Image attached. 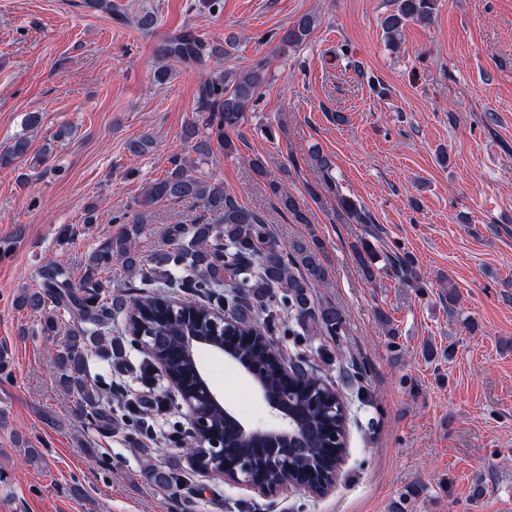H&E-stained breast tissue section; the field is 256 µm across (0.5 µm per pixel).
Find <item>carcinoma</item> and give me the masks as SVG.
I'll return each mask as SVG.
<instances>
[{"label": "carcinoma", "instance_id": "obj_1", "mask_svg": "<svg viewBox=\"0 0 512 512\" xmlns=\"http://www.w3.org/2000/svg\"><path fill=\"white\" fill-rule=\"evenodd\" d=\"M436 0H399L396 12L385 17L383 25L388 33L397 34L409 21L428 23L434 14ZM135 27L143 34L152 32L157 18L151 11H142L134 18ZM314 29L310 15L300 17L282 36V41L294 44L305 40ZM220 48L209 45L190 34H177L163 41L158 49L162 59H178L200 62L205 56L216 55ZM266 72L262 64L251 67L242 75L224 73L204 81L202 90V111L207 113L204 123H189L183 129V139L193 144L199 157L210 154L211 141L224 145V152H232V142L227 133L235 131L244 123L246 112L253 101L255 92L263 84ZM28 139L19 136L4 153H0V167H8L28 151ZM315 167L324 180L334 183L331 172L333 162L320 152L312 156ZM272 193L281 207L294 215L300 224L307 223V217L300 202L277 181L269 182ZM197 200L215 219L185 226L167 225L160 229L163 241L171 245L157 253L154 261L166 269L165 287L179 283L193 288L199 294L211 298L214 289L226 288L224 304L228 317L234 320L233 335L239 337L244 354L262 362L266 367V381L271 390L281 393L288 391L291 411L298 420L297 449L291 451L288 468L275 469L264 466L258 473L270 484L295 482L311 488L321 480L320 472L331 470L344 452L342 448H328L325 438L328 431L336 429L340 434L346 430L347 418L336 413V419L327 422L313 414L314 399H335L336 390L324 379L306 368V360L295 358L291 374L281 373L277 363L278 352L264 337L255 334L252 312L260 311L272 325L276 315L267 309L265 300L272 294H280V305L288 310V335H298L297 328L308 326L316 335L333 334L340 327L342 316L334 307H315L310 288L325 276L320 261V247L310 248L303 244L294 247L293 253H286L271 236L263 219L254 211L241 204L235 197L224 191L221 182L205 180L192 174L183 163L174 162V168L167 175L153 182L146 191L140 206L145 207L162 200ZM340 208L348 220L355 224L368 223L367 215L351 200L337 197ZM113 223L119 225L105 247L91 255L87 276L92 277L100 269L120 265L133 276L139 274L142 280L149 277L140 274L141 259L136 251L137 239L147 223L145 214L138 213L126 219L117 215ZM359 262L368 276H373L374 263L378 258L375 247L367 240L353 246ZM165 298L161 293L145 296L133 301L117 295L108 301L101 299L99 289L94 286L75 288L69 282L65 269L57 263H50L45 273L43 289L25 291L17 297V304L31 310H40L52 302L69 316L86 326V331L96 341H101L102 328L112 313L125 312V333L133 344L140 343V337H151V359L165 365L171 378L187 386H194L191 362L180 352L184 337L195 331L209 335L214 308L202 302L190 304L172 316L162 311L156 301ZM62 370L61 382L70 390H76L82 404L90 408L91 419L103 416L99 412L101 392L95 385L87 383L84 377L85 357L81 340H73L58 358ZM163 406L155 402H127L124 417L137 431L150 429L146 420L154 407ZM208 430L224 435V442L245 456L257 455L259 447L236 442L231 432L224 429V416L219 412L208 414Z\"/></svg>", "mask_w": 512, "mask_h": 512}]
</instances>
